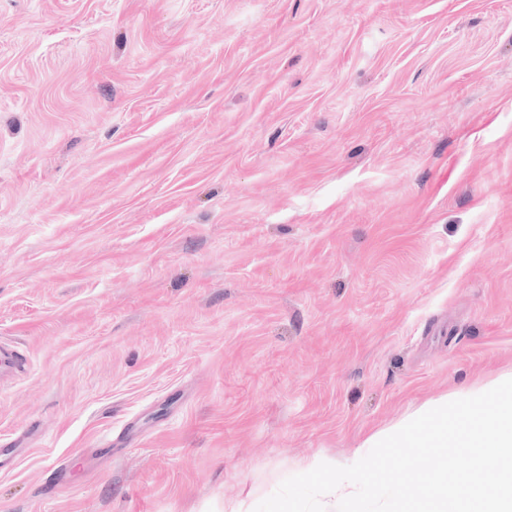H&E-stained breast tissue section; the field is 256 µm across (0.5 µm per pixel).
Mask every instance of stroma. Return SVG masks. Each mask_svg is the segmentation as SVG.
Instances as JSON below:
<instances>
[{"mask_svg":"<svg viewBox=\"0 0 512 512\" xmlns=\"http://www.w3.org/2000/svg\"><path fill=\"white\" fill-rule=\"evenodd\" d=\"M0 512L255 508L512 371V0H0Z\"/></svg>","mask_w":512,"mask_h":512,"instance_id":"stroma-1","label":"stroma"}]
</instances>
